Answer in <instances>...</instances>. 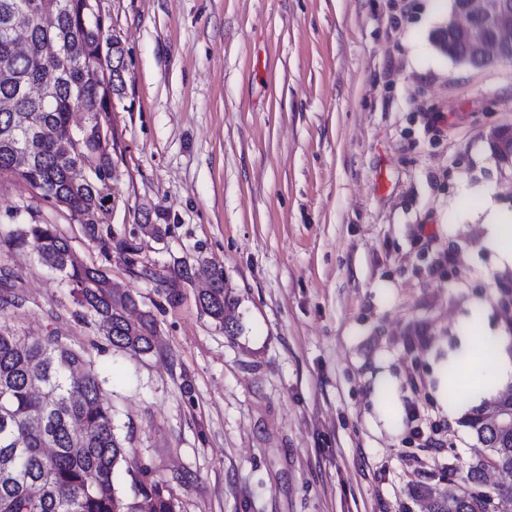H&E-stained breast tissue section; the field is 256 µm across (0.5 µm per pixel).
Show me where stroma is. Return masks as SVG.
Here are the masks:
<instances>
[{
    "mask_svg": "<svg viewBox=\"0 0 512 512\" xmlns=\"http://www.w3.org/2000/svg\"><path fill=\"white\" fill-rule=\"evenodd\" d=\"M93 5L126 64L100 115L116 207L91 237L0 171V271L25 300L0 325L92 347L130 461L182 512H420L416 484H464L479 444L461 420L484 398L447 406L439 370L477 305L512 360V263L486 245L492 210L512 214V165L486 139L512 125V60L443 53L450 0ZM29 224L156 316L151 353L77 317L14 244ZM180 261L223 270L238 335L198 310L203 276L169 300Z\"/></svg>",
    "mask_w": 512,
    "mask_h": 512,
    "instance_id": "obj_1",
    "label": "stroma"
}]
</instances>
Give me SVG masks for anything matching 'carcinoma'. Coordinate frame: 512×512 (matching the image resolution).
<instances>
[{
  "label": "carcinoma",
  "instance_id": "cac0c4a2",
  "mask_svg": "<svg viewBox=\"0 0 512 512\" xmlns=\"http://www.w3.org/2000/svg\"><path fill=\"white\" fill-rule=\"evenodd\" d=\"M84 0H0V102L14 106L0 112V171L12 169L14 148L31 141L29 165L18 175L43 199L66 207L70 214L104 211L99 180L81 175L83 158L93 157L99 168L112 171L108 143L98 135L99 118L109 111L111 96L123 90L122 79L92 82V67L112 70V58L122 57L118 39L102 48V28L84 30L80 9ZM29 15L18 39L4 36L11 17ZM54 45L63 53L46 68L43 49ZM438 45L448 56H468L467 36L448 28L439 32ZM48 81V99L26 94ZM80 103L92 112L75 144L70 138L72 109ZM30 243L40 259L62 274L74 302L86 310L114 347L132 355L151 352L157 325L149 315L129 318L136 301L117 293L99 270L76 262L68 240L51 224H31L16 236ZM191 269L179 265L160 277L171 299L191 280ZM198 306L230 336L240 330L226 316L237 299L227 286L224 271L213 269L210 288L197 297ZM87 351L75 348L67 336L53 330L42 337L0 327V512H180L174 489L151 477L149 468L125 466L127 450L115 434V414L104 398L105 379L92 369ZM483 452L468 466L466 487L448 483L433 495L428 484L412 489L415 502L429 504L428 512H484V499L492 496L495 512H512V486L490 493L483 489L485 470L493 466L512 473V428H499L486 416V404L464 416ZM129 484L131 494L120 492Z\"/></svg>",
  "mask_w": 512,
  "mask_h": 512
}]
</instances>
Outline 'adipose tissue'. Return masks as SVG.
Segmentation results:
<instances>
[{"label":"adipose tissue","instance_id":"ef3b65f1","mask_svg":"<svg viewBox=\"0 0 512 512\" xmlns=\"http://www.w3.org/2000/svg\"><path fill=\"white\" fill-rule=\"evenodd\" d=\"M484 317V309H475L464 326L459 345L440 377L441 392L472 386L487 393L512 381V363L504 356L501 340L483 333Z\"/></svg>","mask_w":512,"mask_h":512}]
</instances>
